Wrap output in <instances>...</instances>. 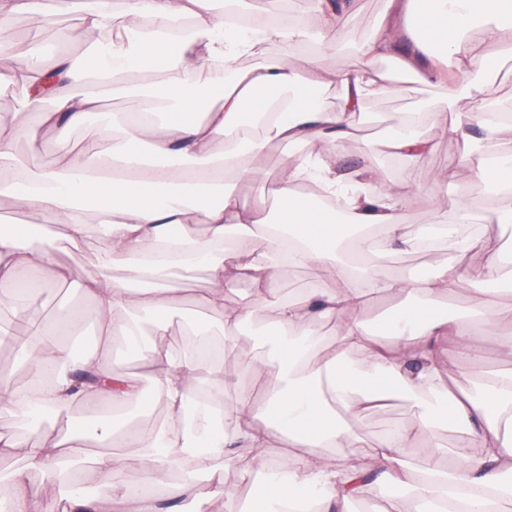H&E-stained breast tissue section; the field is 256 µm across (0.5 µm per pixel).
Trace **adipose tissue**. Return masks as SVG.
Masks as SVG:
<instances>
[{
  "mask_svg": "<svg viewBox=\"0 0 512 512\" xmlns=\"http://www.w3.org/2000/svg\"><path fill=\"white\" fill-rule=\"evenodd\" d=\"M315 9L311 29L299 23L242 28L225 22L218 0H126L120 15L110 0H96L81 30L99 32L101 40L82 43L81 30L74 29L58 35L62 44L82 43L80 55L62 52L38 65L0 56V92L21 86L28 110L12 133L0 132V196L39 223L61 228L73 247L95 236L107 244L97 271L78 278L57 261L50 238L35 237L33 225L0 234V288L11 289L13 300L26 296L16 278L26 269L36 289L69 282L95 303L91 310L61 306L53 323L36 326L29 340L15 341L0 327V344L18 342L34 367L21 388L0 375V409L32 417L48 412L67 424L64 434L49 439L0 434V455L52 469L79 463L91 447L102 450L95 461L101 498L71 495L67 512H112L117 504L132 505V512H175L174 502L223 496L225 469L240 464L273 474L251 512H291L301 497L312 499L317 512H349L352 501L364 497L372 499L374 512H399L379 491L381 477L414 486V512H448L454 501L464 512H498L499 501L512 499V373L461 399L449 391L439 358L444 348L466 359L483 344L512 348L499 337L486 297L490 285L512 293V238L488 243L483 261L472 267L438 255L427 277L380 276L377 266L414 247L403 225L412 204L447 212V223L428 232L431 240L471 223L473 209L442 188L420 187L415 167L434 140L421 134L415 117L377 144L404 160L397 183L366 169L343 170L337 162L356 136L363 103L389 90L378 58L426 82L443 79L445 65H453L458 80L448 86L435 127L461 142L459 167L477 168L494 200L486 221L512 227V154L497 150L512 140V123L489 109V86L502 64L494 47L512 36V0H387L374 36L357 49L359 67L340 74L317 55L267 61L266 47L274 41L311 39L324 50L344 44L336 0H315ZM184 18L193 21L192 36L173 38ZM475 27L481 39L469 38ZM217 65L232 78L222 83L218 102L208 104L188 75ZM334 86L340 95L329 107L321 94ZM107 94L139 103L125 114L123 136L111 151L95 143L81 155L65 151L53 166L17 178L12 137L25 138L35 151L43 146V130L67 140L101 110ZM476 122L484 131L479 143L471 133ZM260 124L289 148L271 194L255 164L265 142L251 130ZM220 136L226 145L219 153L213 143ZM240 180L257 186L252 198L236 192ZM303 186L314 188L315 197L301 195ZM376 226L381 234H373ZM290 266L319 268L333 275V284L284 296L279 272ZM196 269L207 278L193 301L208 318L196 325L195 342L177 354L166 344L170 283ZM240 282L250 290L227 311L224 295ZM466 284L475 285L473 303L481 314L476 333L467 337L434 310L438 298ZM401 295L412 305L367 326L371 298ZM137 311L150 315V337L134 320ZM269 311L275 324L261 338L269 357L246 364L262 393L225 405L223 350L237 343L245 322ZM89 316L101 341L86 357L68 360L58 332ZM330 322L336 332L327 338L322 329ZM117 336L149 367L147 398L168 413L165 426L148 438L131 428L117 433L114 426V412L145 398L137 380L112 362ZM352 354L354 369L347 364ZM270 362L277 366L271 377ZM195 398L202 401V417L194 431L184 411ZM395 398L411 403L413 418L387 433L370 459L343 466L323 461L321 449L354 439L350 420ZM77 407L82 413L75 419ZM449 429L459 435L451 450L437 441ZM116 439L138 454L144 491L122 481L121 466L108 452ZM274 443L283 449L278 459L259 456ZM176 469L183 478L173 483ZM158 486L164 498H157Z\"/></svg>",
  "mask_w": 512,
  "mask_h": 512,
  "instance_id": "obj_1",
  "label": "adipose tissue"
}]
</instances>
